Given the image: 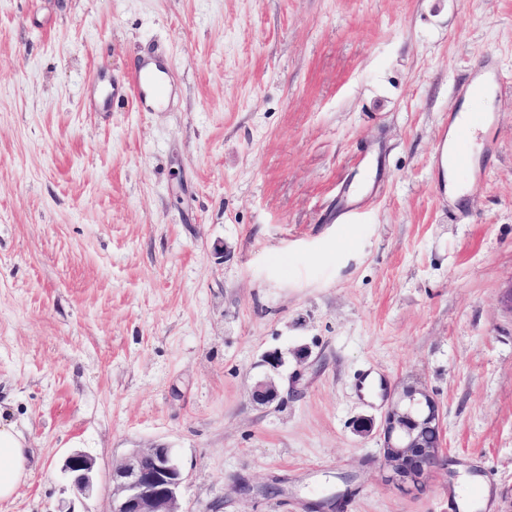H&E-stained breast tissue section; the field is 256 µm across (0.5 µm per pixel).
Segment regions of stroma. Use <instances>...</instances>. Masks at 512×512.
Wrapping results in <instances>:
<instances>
[{"mask_svg": "<svg viewBox=\"0 0 512 512\" xmlns=\"http://www.w3.org/2000/svg\"><path fill=\"white\" fill-rule=\"evenodd\" d=\"M152 52L167 105L94 108ZM484 62L512 83V0H0V419L31 448L0 512H111L154 444L183 512H512V93L466 96ZM408 388L448 453L419 489L353 425ZM455 137L457 148L454 155V166L459 171L464 172L469 164L465 147L471 137V128L466 124L458 126L455 131ZM442 165L447 178L448 193L454 197H459L462 194V188L457 181L454 166L450 163L449 159L445 158L442 160ZM95 461L89 455L75 451L68 455L62 467L76 497L89 495L94 487Z\"/></svg>", "mask_w": 512, "mask_h": 512, "instance_id": "obj_1", "label": "stroma"}]
</instances>
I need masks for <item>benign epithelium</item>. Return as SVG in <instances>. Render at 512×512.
I'll use <instances>...</instances> for the list:
<instances>
[{"mask_svg":"<svg viewBox=\"0 0 512 512\" xmlns=\"http://www.w3.org/2000/svg\"><path fill=\"white\" fill-rule=\"evenodd\" d=\"M277 397L273 378L258 382L252 398L267 404ZM440 436L441 410L438 402L423 391L407 389L386 412L381 435L382 461L391 479L419 488L426 477L442 466L440 444L429 441L424 431ZM95 461L75 451L62 467L77 497L89 495L94 487ZM185 475L175 451L166 445L135 448L112 465V512H182L181 491Z\"/></svg>","mask_w":512,"mask_h":512,"instance_id":"1","label":"benign epithelium"}]
</instances>
